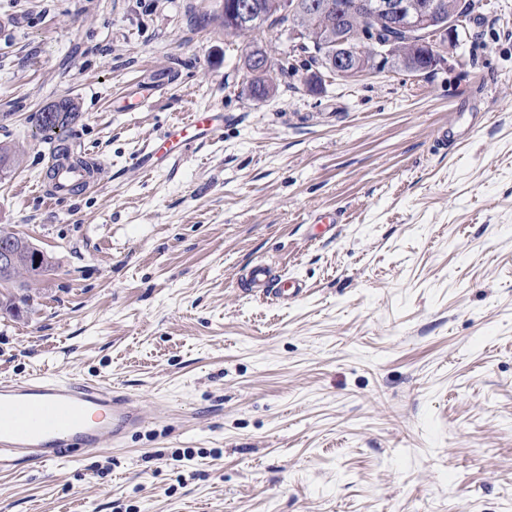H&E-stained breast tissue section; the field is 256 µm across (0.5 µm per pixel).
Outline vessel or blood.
Segmentation results:
<instances>
[{"label": "vessel or blood", "instance_id": "b4317fda", "mask_svg": "<svg viewBox=\"0 0 512 512\" xmlns=\"http://www.w3.org/2000/svg\"><path fill=\"white\" fill-rule=\"evenodd\" d=\"M220 121L210 110L175 120L163 141L143 151L137 164L146 170L156 168L212 136ZM91 185L82 169L67 168L60 170L48 193L65 198ZM247 280L252 291L282 303L299 299L306 291L299 280L274 277L262 262L250 266ZM145 424L138 402L114 385L40 376L0 381V463L52 464L71 457L77 448H97L107 441L122 444Z\"/></svg>", "mask_w": 512, "mask_h": 512}]
</instances>
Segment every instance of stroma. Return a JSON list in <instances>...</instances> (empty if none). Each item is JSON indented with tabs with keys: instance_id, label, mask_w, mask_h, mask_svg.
<instances>
[{
	"instance_id": "1",
	"label": "stroma",
	"mask_w": 512,
	"mask_h": 512,
	"mask_svg": "<svg viewBox=\"0 0 512 512\" xmlns=\"http://www.w3.org/2000/svg\"><path fill=\"white\" fill-rule=\"evenodd\" d=\"M218 8L0 0V142L23 156L0 229L54 260L0 313V380L112 383L149 418L1 469L0 512H512V0H476L435 70L315 90L283 26L246 40ZM250 42L290 72L260 101ZM69 99L100 182L51 200L36 121ZM205 108L220 131L135 165ZM318 213L340 217L320 238ZM256 262L306 294H250Z\"/></svg>"
}]
</instances>
